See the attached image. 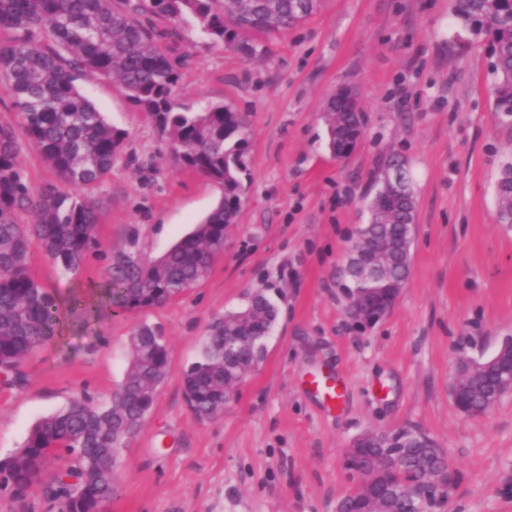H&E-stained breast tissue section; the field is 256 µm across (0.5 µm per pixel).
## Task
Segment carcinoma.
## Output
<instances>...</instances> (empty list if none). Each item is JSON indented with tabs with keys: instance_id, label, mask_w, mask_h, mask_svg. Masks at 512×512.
<instances>
[{
	"instance_id": "1",
	"label": "carcinoma",
	"mask_w": 512,
	"mask_h": 512,
	"mask_svg": "<svg viewBox=\"0 0 512 512\" xmlns=\"http://www.w3.org/2000/svg\"><path fill=\"white\" fill-rule=\"evenodd\" d=\"M322 0H248L232 9L224 0H0V75L10 83L13 104L28 140L56 173L62 187L34 191L16 164L18 139L0 126V373L21 388L29 355L56 332L54 297L29 269L31 235L49 260L71 271L99 250L96 227L103 187L121 157L126 133L111 126L75 84L81 75L109 79L146 115L182 165L222 190L218 205L195 229L161 258L143 261L129 247L109 256V296L125 310L165 302L205 279L222 250L224 229L240 206L247 168L246 117L222 103L193 109L175 94L181 70L190 62L183 50L186 28L196 26L215 43H229L247 55L258 51L251 35L283 32L300 25ZM456 17L477 35L490 39L494 109L512 126V0H457ZM328 147L340 159L358 146L363 112L357 93L340 87L323 113ZM411 183L403 160L393 157L375 179L365 203L367 223L359 229L345 272L350 295L361 301L371 288L406 283L411 269L416 200L413 191L397 195L391 180ZM498 221L512 224V178L496 182ZM30 209L34 225L17 221ZM277 309L256 294L248 319H214L198 358L183 374L185 399L194 415L206 419L224 409V369L253 364L264 357V340ZM132 357L110 402L89 397L37 420L23 446L0 459V492L23 499L61 458L67 464L46 486L59 512H100L118 495L115 473L120 449L151 410L154 391L167 373L168 345L163 331L143 323L130 336ZM512 360L483 364L462 385L456 406L472 416L485 413ZM405 458L398 469L381 470L371 490L360 485L339 502L372 492H391L394 512H417L402 490L431 471L446 468L436 443L425 433L406 429Z\"/></svg>"
}]
</instances>
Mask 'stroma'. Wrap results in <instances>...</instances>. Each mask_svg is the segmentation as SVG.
<instances>
[{
  "label": "stroma",
  "instance_id": "1",
  "mask_svg": "<svg viewBox=\"0 0 512 512\" xmlns=\"http://www.w3.org/2000/svg\"><path fill=\"white\" fill-rule=\"evenodd\" d=\"M455 0H324L297 29L244 53L189 31L176 94L197 108L247 113L241 206L208 277L146 310L113 307L106 257L138 232L147 262L192 231L219 189L182 168L112 81L76 84L126 132L103 189L99 256L53 266L31 239L29 267L58 302L55 337L31 353L26 383L0 382V458L42 416L87 394L109 401L143 322L161 326L169 363L155 403L121 450L118 495L104 512H336L356 486L346 452L360 434L411 426L442 449L451 512H512V393L469 416L449 392L458 349L492 355L512 336V224L495 185L512 130L494 112L488 40L463 27ZM352 86L364 113L354 153L336 159L322 117ZM417 200L409 279L394 309L360 329L338 278L367 219L364 199L390 154ZM277 318L263 360L222 412L198 419L183 394L210 322L256 291ZM343 386L328 404L312 380Z\"/></svg>",
  "mask_w": 512,
  "mask_h": 512
}]
</instances>
